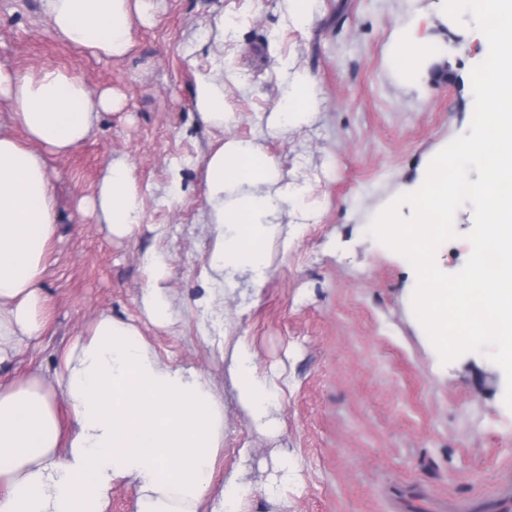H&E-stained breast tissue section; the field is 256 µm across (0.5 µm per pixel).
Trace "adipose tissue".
Instances as JSON below:
<instances>
[{
    "mask_svg": "<svg viewBox=\"0 0 512 512\" xmlns=\"http://www.w3.org/2000/svg\"><path fill=\"white\" fill-rule=\"evenodd\" d=\"M51 28L92 55H126L134 21L148 23L150 0H42ZM435 55L433 44L406 30L395 46L404 77ZM6 101L27 140L0 130V364L19 342L40 332L41 284L55 233L56 203L47 154L65 155L94 133L100 113L117 101L94 92L74 75L46 68L20 76L0 67V101ZM193 107L201 121L227 122L224 87L204 77ZM318 109L303 77L286 76L268 123L288 131ZM207 222L215 232L206 270L229 285L237 273L254 286L268 277L266 243L273 216L301 204L305 188L285 184L261 144L225 140L204 159ZM112 234H130L141 222V203L130 165L115 159L86 203ZM148 280L143 307L163 324L171 317L164 288L169 261L144 258ZM240 409L257 426L272 423L282 387L254 365L251 344L237 339L226 354ZM71 412L62 431L55 399ZM224 409L212 379L195 369L161 362L132 322L104 313L90 333L65 352L57 389L28 374L0 379V512H106L115 484L136 494L135 512H242L252 494L241 476L212 487L223 444Z\"/></svg>",
    "mask_w": 512,
    "mask_h": 512,
    "instance_id": "adipose-tissue-1",
    "label": "adipose tissue"
}]
</instances>
